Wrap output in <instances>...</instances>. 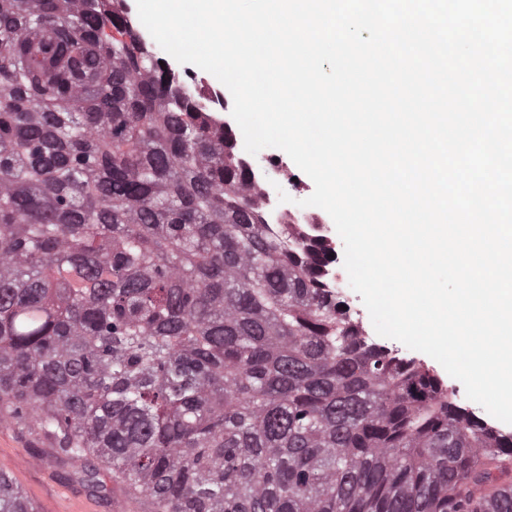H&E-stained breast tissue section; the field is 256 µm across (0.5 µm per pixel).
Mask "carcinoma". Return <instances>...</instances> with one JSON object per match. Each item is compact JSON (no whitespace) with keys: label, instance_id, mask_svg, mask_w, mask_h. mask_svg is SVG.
<instances>
[{"label":"carcinoma","instance_id":"cac0c4a2","mask_svg":"<svg viewBox=\"0 0 512 512\" xmlns=\"http://www.w3.org/2000/svg\"><path fill=\"white\" fill-rule=\"evenodd\" d=\"M122 2L0 0V424L147 512H512V434L364 337Z\"/></svg>","mask_w":512,"mask_h":512}]
</instances>
